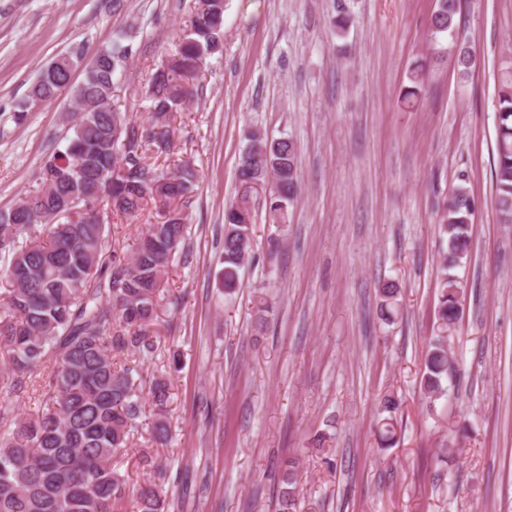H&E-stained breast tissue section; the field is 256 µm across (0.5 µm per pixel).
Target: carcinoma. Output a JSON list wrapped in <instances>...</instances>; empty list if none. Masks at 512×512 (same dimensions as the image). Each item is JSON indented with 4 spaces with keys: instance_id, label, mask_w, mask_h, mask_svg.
Here are the masks:
<instances>
[{
    "instance_id": "carcinoma-1",
    "label": "carcinoma",
    "mask_w": 512,
    "mask_h": 512,
    "mask_svg": "<svg viewBox=\"0 0 512 512\" xmlns=\"http://www.w3.org/2000/svg\"><path fill=\"white\" fill-rule=\"evenodd\" d=\"M462 0H436L430 26L435 34L455 31ZM224 0H195L175 51L152 74L146 97L150 112L132 121L112 108L114 78L132 57L120 43L87 55L85 46L55 58L31 87L16 117L62 92L79 109L64 148L46 156L38 188L0 211V347L8 368L0 386L11 393L28 387L32 375H45V409L16 419L0 435V512H114L133 494L138 512H168L170 481L161 460L141 453L138 465L148 479L138 485L116 468L145 411L153 412L149 439L168 443L170 379L160 373L143 386V367L159 350V299L171 258L186 246L185 208L198 181L191 163L176 172L151 168L147 152L174 148L171 116L194 98L207 59L224 36ZM455 65L468 75L478 67L466 37H455ZM84 78L73 82L74 68ZM423 67L410 72L406 101L418 98ZM498 126L493 178L494 203L505 224L512 223V65L498 78ZM239 157L241 192L224 210V290L239 286V270L252 246L253 192L262 190L274 223H288V207L299 190L297 150L289 139L247 137ZM108 200L116 214L132 216L152 202L161 221L148 225L133 243L131 259L109 244L110 225L99 209ZM473 203L467 187L448 192L438 215L446 239L435 308L434 339L424 358L422 392L434 407L447 395L451 361L448 330L459 318L460 283L448 270L469 256ZM401 290L393 281L379 287L378 314L395 323L402 311ZM118 354L128 361L118 363ZM389 416L377 421L381 444L390 447L396 427L390 413L398 401L387 394ZM300 458L282 459L276 512H296Z\"/></svg>"
}]
</instances>
